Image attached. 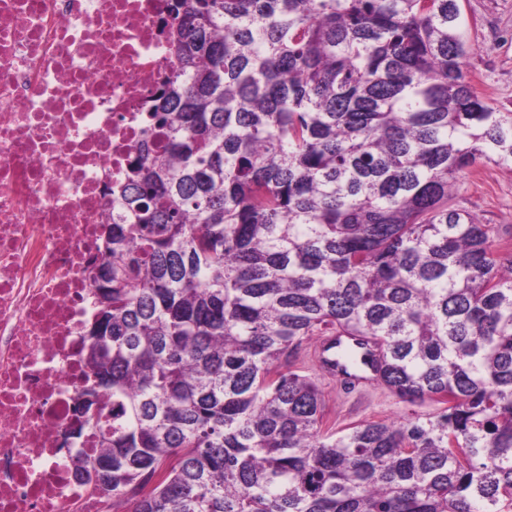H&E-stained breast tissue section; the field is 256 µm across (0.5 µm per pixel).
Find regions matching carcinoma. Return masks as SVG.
Masks as SVG:
<instances>
[{
    "label": "carcinoma",
    "instance_id": "obj_1",
    "mask_svg": "<svg viewBox=\"0 0 512 512\" xmlns=\"http://www.w3.org/2000/svg\"><path fill=\"white\" fill-rule=\"evenodd\" d=\"M459 0H175V57L91 270V494L126 512H512V253L456 203L512 170ZM370 336L446 407L323 429L303 344Z\"/></svg>",
    "mask_w": 512,
    "mask_h": 512
}]
</instances>
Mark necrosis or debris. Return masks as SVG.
Here are the masks:
<instances>
[{
	"label": "necrosis or debris",
	"mask_w": 512,
	"mask_h": 512,
	"mask_svg": "<svg viewBox=\"0 0 512 512\" xmlns=\"http://www.w3.org/2000/svg\"><path fill=\"white\" fill-rule=\"evenodd\" d=\"M174 0H0V512H113L70 465L90 269L174 57Z\"/></svg>",
	"instance_id": "necrosis-or-debris-1"
}]
</instances>
